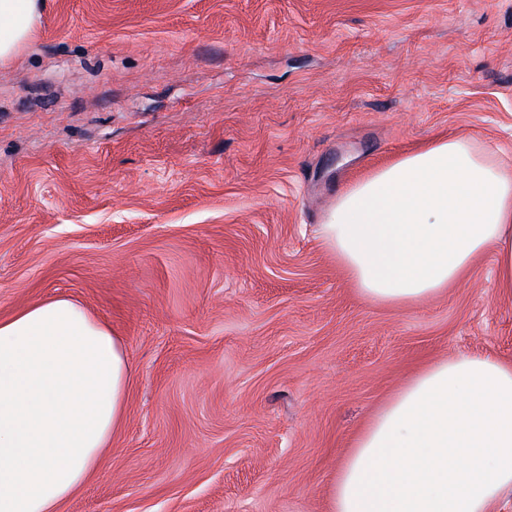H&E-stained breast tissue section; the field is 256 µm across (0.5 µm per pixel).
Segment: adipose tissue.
I'll use <instances>...</instances> for the list:
<instances>
[{"instance_id":"ef3b65f1","label":"adipose tissue","mask_w":512,"mask_h":512,"mask_svg":"<svg viewBox=\"0 0 512 512\" xmlns=\"http://www.w3.org/2000/svg\"><path fill=\"white\" fill-rule=\"evenodd\" d=\"M43 0H0V65L35 39ZM322 242L357 292L407 306L494 255L512 297V168L442 138L339 193ZM109 325L54 297L0 318V512H60L126 417L131 377ZM329 512H499L512 504V363L417 371L376 414L328 490Z\"/></svg>"}]
</instances>
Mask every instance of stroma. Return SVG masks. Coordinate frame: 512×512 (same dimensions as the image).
Masks as SVG:
<instances>
[{"label": "stroma", "instance_id": "stroma-1", "mask_svg": "<svg viewBox=\"0 0 512 512\" xmlns=\"http://www.w3.org/2000/svg\"><path fill=\"white\" fill-rule=\"evenodd\" d=\"M456 135L512 164V0H45L0 67V317L69 297L133 369L61 512H328L418 368L511 362L492 255L385 306L319 234L345 187Z\"/></svg>", "mask_w": 512, "mask_h": 512}]
</instances>
